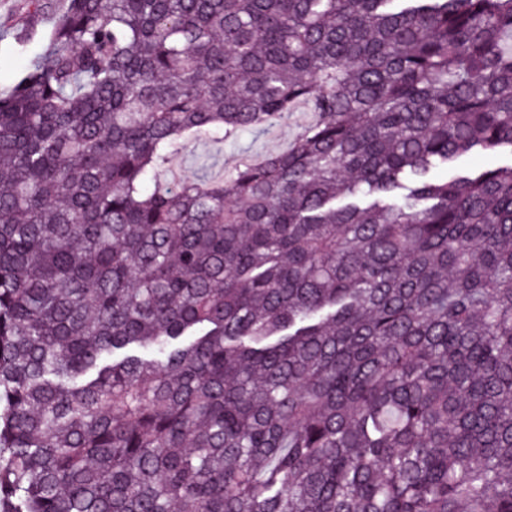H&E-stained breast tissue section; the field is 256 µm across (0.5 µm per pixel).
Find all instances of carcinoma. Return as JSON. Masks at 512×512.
<instances>
[{
    "instance_id": "1",
    "label": "carcinoma",
    "mask_w": 512,
    "mask_h": 512,
    "mask_svg": "<svg viewBox=\"0 0 512 512\" xmlns=\"http://www.w3.org/2000/svg\"><path fill=\"white\" fill-rule=\"evenodd\" d=\"M0 90V512H512V0H64ZM315 120L219 178L191 141ZM512 164V154L508 149H502L495 153L481 154L477 156L466 155L460 158L458 165L462 168H495Z\"/></svg>"
}]
</instances>
